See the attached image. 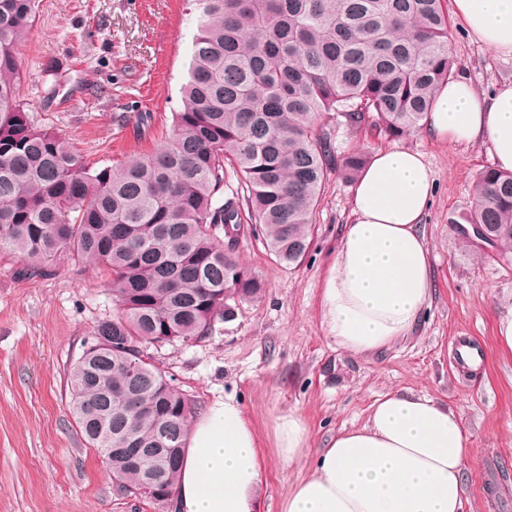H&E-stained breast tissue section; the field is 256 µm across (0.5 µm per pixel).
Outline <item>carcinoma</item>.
Instances as JSON below:
<instances>
[{"instance_id":"obj_1","label":"carcinoma","mask_w":512,"mask_h":512,"mask_svg":"<svg viewBox=\"0 0 512 512\" xmlns=\"http://www.w3.org/2000/svg\"><path fill=\"white\" fill-rule=\"evenodd\" d=\"M198 11L174 136L117 167L84 164L19 101L20 47L37 0H0V254L42 276L64 257L111 276L118 315L98 322L70 372L71 410L117 488L175 512L192 404L145 359L147 344L200 341L258 299L238 241L259 233L288 267L308 252L327 176L369 159L331 153L330 118L388 138L419 129L453 79L448 0H194ZM242 194L220 198L224 170ZM450 220L465 242L512 260V172L477 177ZM154 448L139 469L110 449Z\"/></svg>"}]
</instances>
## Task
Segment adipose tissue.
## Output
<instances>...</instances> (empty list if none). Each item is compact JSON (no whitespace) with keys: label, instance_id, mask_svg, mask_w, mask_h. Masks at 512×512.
<instances>
[{"label":"adipose tissue","instance_id":"adipose-tissue-1","mask_svg":"<svg viewBox=\"0 0 512 512\" xmlns=\"http://www.w3.org/2000/svg\"><path fill=\"white\" fill-rule=\"evenodd\" d=\"M468 32L487 48L512 54V0H453ZM442 142H489L496 167L512 171V86L479 96L463 78L444 83L424 120ZM435 178L422 153L376 150L353 188L345 225L321 290L322 327L360 355L408 336L434 293L421 228ZM285 464L309 474L283 499L281 512H464L470 436L440 400L392 390L371 406L367 423L325 447L309 445L300 415L275 427ZM265 484L260 436L235 399L212 402L191 424L178 475V512H258Z\"/></svg>","mask_w":512,"mask_h":512}]
</instances>
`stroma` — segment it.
Masks as SVG:
<instances>
[{"label":"stroma","instance_id":"35a3bbf8","mask_svg":"<svg viewBox=\"0 0 512 512\" xmlns=\"http://www.w3.org/2000/svg\"><path fill=\"white\" fill-rule=\"evenodd\" d=\"M197 26L189 0H39L18 97L35 126L61 134L86 164L116 166L150 153L172 135ZM449 46L457 76L480 95L512 85V55L489 50L456 18ZM358 147L417 150L434 172L423 228L435 291L411 336L354 355L321 325L323 279L352 221L353 182L335 171L299 265L279 264L260 238L243 236L241 258L264 283L263 295L201 341L150 345L146 353L195 412L224 395L243 405L266 456L259 512H280L308 471L277 458L278 416L301 415L319 448L340 430L365 425L372 403L392 389L460 414L475 449L465 512H512V358L496 340L497 320L512 308V262L469 246L450 225L471 209L478 174L493 167L490 146L446 144L422 130L385 138L336 126L334 153ZM18 267L0 255V512H154L116 489L70 408L71 366L94 326L115 312L109 276L66 260L40 278L18 275ZM462 341L480 350L478 364L457 361Z\"/></svg>","mask_w":512,"mask_h":512}]
</instances>
